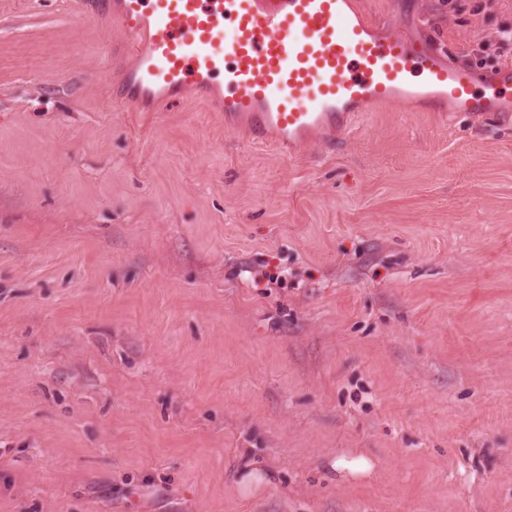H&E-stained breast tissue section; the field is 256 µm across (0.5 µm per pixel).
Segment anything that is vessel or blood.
Instances as JSON below:
<instances>
[{
    "instance_id": "obj_1",
    "label": "vessel or blood",
    "mask_w": 512,
    "mask_h": 512,
    "mask_svg": "<svg viewBox=\"0 0 512 512\" xmlns=\"http://www.w3.org/2000/svg\"><path fill=\"white\" fill-rule=\"evenodd\" d=\"M134 59L114 100L194 90L287 155L373 105L512 112V65L476 76L436 45L380 32L360 0H114Z\"/></svg>"
}]
</instances>
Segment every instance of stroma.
I'll return each instance as SVG.
<instances>
[{
	"label": "stroma",
	"mask_w": 512,
	"mask_h": 512,
	"mask_svg": "<svg viewBox=\"0 0 512 512\" xmlns=\"http://www.w3.org/2000/svg\"><path fill=\"white\" fill-rule=\"evenodd\" d=\"M361 2L512 63V0ZM125 40L0 0V512H512V112L290 157L115 105ZM239 474L241 477L238 482V490L245 496L256 494L271 484V473L266 474L259 469H255L253 465L243 467Z\"/></svg>",
	"instance_id": "35a3bbf8"
}]
</instances>
